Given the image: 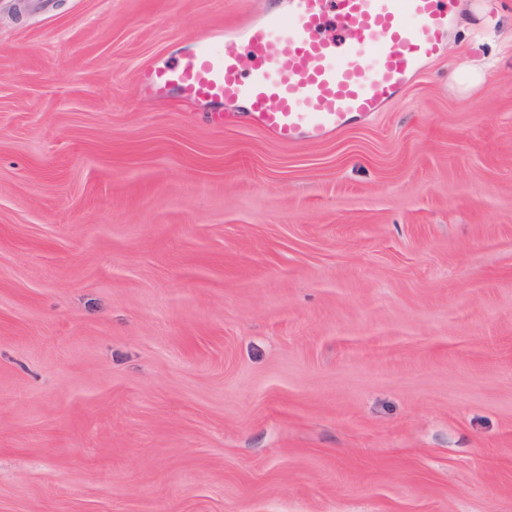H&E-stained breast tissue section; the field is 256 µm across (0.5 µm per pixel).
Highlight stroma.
Here are the masks:
<instances>
[{
	"mask_svg": "<svg viewBox=\"0 0 512 512\" xmlns=\"http://www.w3.org/2000/svg\"><path fill=\"white\" fill-rule=\"evenodd\" d=\"M266 2L0 0V512H512V0L322 143L138 84Z\"/></svg>",
	"mask_w": 512,
	"mask_h": 512,
	"instance_id": "stroma-1",
	"label": "stroma"
}]
</instances>
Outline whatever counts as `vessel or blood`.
<instances>
[{
    "label": "vessel or blood",
    "instance_id": "obj_1",
    "mask_svg": "<svg viewBox=\"0 0 512 512\" xmlns=\"http://www.w3.org/2000/svg\"><path fill=\"white\" fill-rule=\"evenodd\" d=\"M458 0H283L215 28L137 80L153 94L241 107L285 146L322 142L396 98L448 44Z\"/></svg>",
    "mask_w": 512,
    "mask_h": 512
}]
</instances>
